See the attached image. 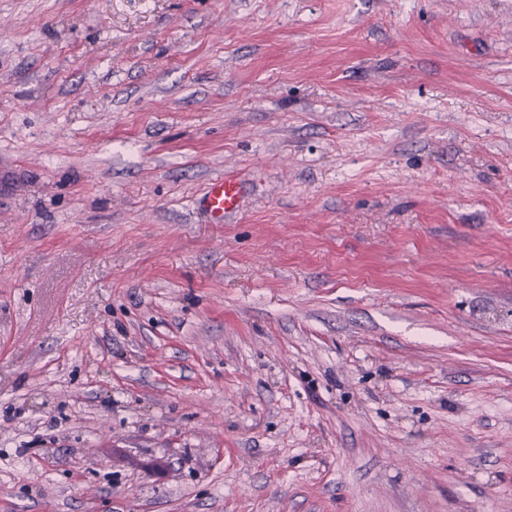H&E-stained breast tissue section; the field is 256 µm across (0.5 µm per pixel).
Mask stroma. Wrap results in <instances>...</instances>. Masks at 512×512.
<instances>
[{
    "instance_id": "35a3bbf8",
    "label": "stroma",
    "mask_w": 512,
    "mask_h": 512,
    "mask_svg": "<svg viewBox=\"0 0 512 512\" xmlns=\"http://www.w3.org/2000/svg\"><path fill=\"white\" fill-rule=\"evenodd\" d=\"M0 512H512V0H0ZM241 196V182L234 177L224 176L209 183L201 204L211 223L221 224L225 217L238 209Z\"/></svg>"
}]
</instances>
